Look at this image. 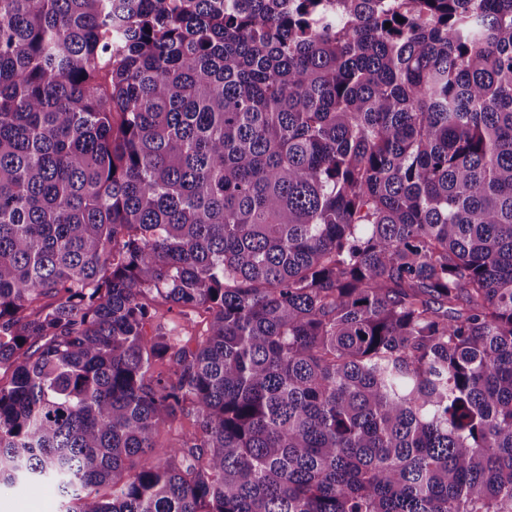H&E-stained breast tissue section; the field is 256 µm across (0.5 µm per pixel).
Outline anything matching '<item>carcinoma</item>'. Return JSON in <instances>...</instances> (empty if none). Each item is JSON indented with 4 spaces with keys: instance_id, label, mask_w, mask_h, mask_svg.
<instances>
[{
    "instance_id": "cac0c4a2",
    "label": "carcinoma",
    "mask_w": 512,
    "mask_h": 512,
    "mask_svg": "<svg viewBox=\"0 0 512 512\" xmlns=\"http://www.w3.org/2000/svg\"><path fill=\"white\" fill-rule=\"evenodd\" d=\"M0 368L66 512H512V0H0Z\"/></svg>"
}]
</instances>
